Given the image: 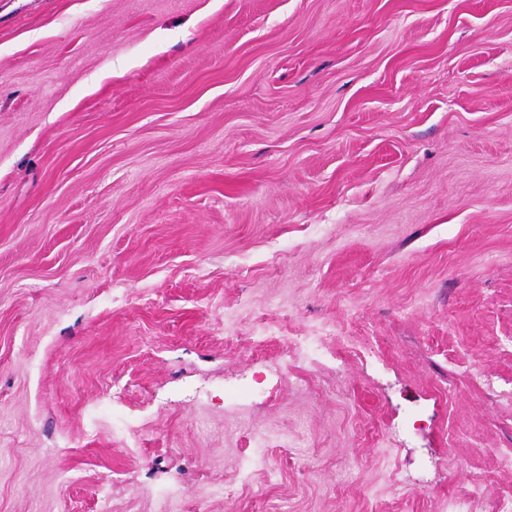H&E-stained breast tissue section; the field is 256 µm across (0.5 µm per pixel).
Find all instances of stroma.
<instances>
[{
    "label": "stroma",
    "instance_id": "obj_1",
    "mask_svg": "<svg viewBox=\"0 0 512 512\" xmlns=\"http://www.w3.org/2000/svg\"><path fill=\"white\" fill-rule=\"evenodd\" d=\"M508 390L512 0H0V512H487Z\"/></svg>",
    "mask_w": 512,
    "mask_h": 512
}]
</instances>
